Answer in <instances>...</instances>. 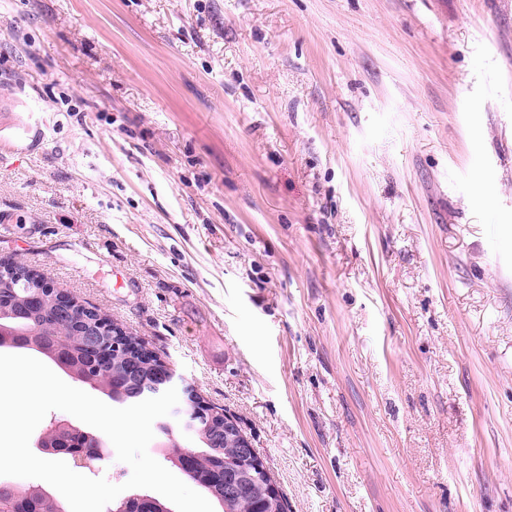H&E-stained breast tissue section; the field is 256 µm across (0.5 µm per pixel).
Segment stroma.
<instances>
[{
  "mask_svg": "<svg viewBox=\"0 0 512 512\" xmlns=\"http://www.w3.org/2000/svg\"><path fill=\"white\" fill-rule=\"evenodd\" d=\"M4 256L288 512H512V0H0Z\"/></svg>",
  "mask_w": 512,
  "mask_h": 512,
  "instance_id": "35a3bbf8",
  "label": "stroma"
}]
</instances>
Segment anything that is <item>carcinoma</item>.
Returning <instances> with one entry per match:
<instances>
[{
    "instance_id": "obj_1",
    "label": "carcinoma",
    "mask_w": 512,
    "mask_h": 512,
    "mask_svg": "<svg viewBox=\"0 0 512 512\" xmlns=\"http://www.w3.org/2000/svg\"><path fill=\"white\" fill-rule=\"evenodd\" d=\"M41 284L26 288L13 277L0 278V325L12 329L5 334L8 342L1 348L33 350L58 368L71 370L70 377L106 396L120 405L141 401V390L136 384H124L127 368H136L140 379H152L164 371L158 356L146 350L140 337L127 332L116 336L97 352L84 346V336L92 321L104 313L72 297L68 309L60 306L58 296L45 289L55 283L36 271ZM205 416L197 419L194 428L195 452L202 455L205 464L186 473L224 512H287V502L268 501L265 489L268 478L258 473L251 490L228 500L224 497V478L232 461L240 456V443L224 437V413L212 406L203 408ZM63 446L78 452L90 446L87 431H65L60 434ZM0 504L11 512H67L64 504L52 495L42 494L35 487L25 490L8 480L0 479Z\"/></svg>"
}]
</instances>
